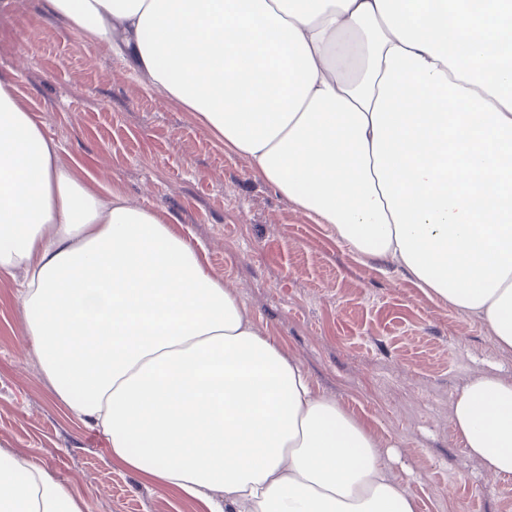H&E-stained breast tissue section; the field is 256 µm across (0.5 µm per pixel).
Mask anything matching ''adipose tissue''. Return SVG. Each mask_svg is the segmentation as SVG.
Returning <instances> with one entry per match:
<instances>
[{"mask_svg":"<svg viewBox=\"0 0 512 512\" xmlns=\"http://www.w3.org/2000/svg\"><path fill=\"white\" fill-rule=\"evenodd\" d=\"M47 2L316 223L512 350V0H410L412 16L396 0ZM59 151L0 81V273L24 270L42 372L113 458L205 512H416L197 248ZM452 420L512 475V381L476 377ZM0 512L82 507L0 450Z\"/></svg>","mask_w":512,"mask_h":512,"instance_id":"obj_1","label":"adipose tissue"}]
</instances>
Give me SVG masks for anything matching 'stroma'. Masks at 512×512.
<instances>
[{"instance_id": "1", "label": "stroma", "mask_w": 512, "mask_h": 512, "mask_svg": "<svg viewBox=\"0 0 512 512\" xmlns=\"http://www.w3.org/2000/svg\"><path fill=\"white\" fill-rule=\"evenodd\" d=\"M0 78L86 185L196 244L255 326L370 433L416 512H512V478L488 474L451 419L475 377L512 381V351L480 320L352 251L46 0H0ZM21 281L0 274V449L36 460L83 512H199L69 413L25 338Z\"/></svg>"}]
</instances>
